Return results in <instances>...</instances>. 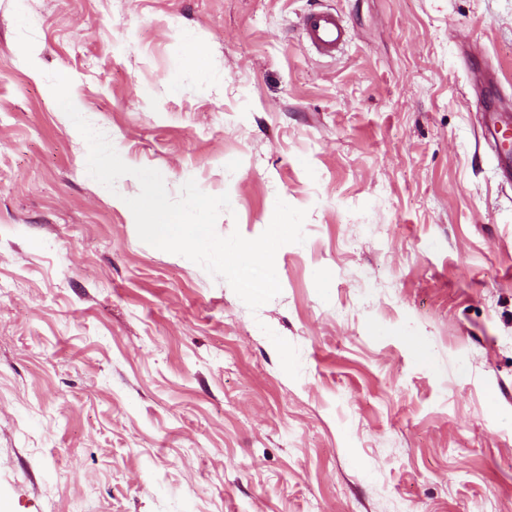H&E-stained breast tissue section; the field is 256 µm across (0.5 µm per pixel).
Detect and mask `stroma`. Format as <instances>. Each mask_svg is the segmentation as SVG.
<instances>
[{
	"label": "stroma",
	"instance_id": "35a3bbf8",
	"mask_svg": "<svg viewBox=\"0 0 512 512\" xmlns=\"http://www.w3.org/2000/svg\"><path fill=\"white\" fill-rule=\"evenodd\" d=\"M50 72L171 196L229 194L219 235L306 210L280 295L141 241ZM496 111L512 0H0V512H512ZM299 29L310 48L320 56L335 57L349 40L344 20L331 9H309L300 18Z\"/></svg>",
	"mask_w": 512,
	"mask_h": 512
}]
</instances>
